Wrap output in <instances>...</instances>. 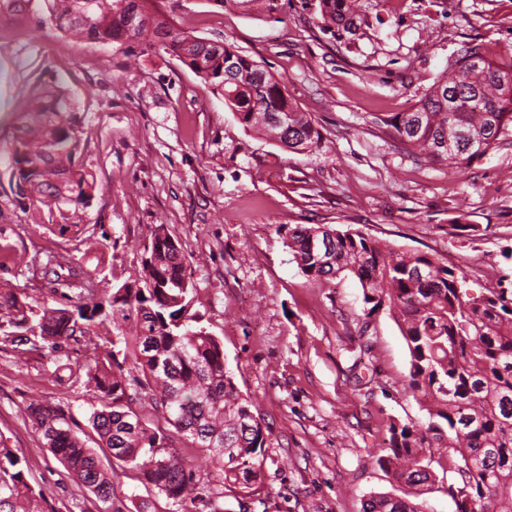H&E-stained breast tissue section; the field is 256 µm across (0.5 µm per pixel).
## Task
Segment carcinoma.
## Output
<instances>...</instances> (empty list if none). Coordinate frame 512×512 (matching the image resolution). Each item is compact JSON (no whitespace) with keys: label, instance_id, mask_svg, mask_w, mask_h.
Listing matches in <instances>:
<instances>
[{"label":"carcinoma","instance_id":"carcinoma-1","mask_svg":"<svg viewBox=\"0 0 512 512\" xmlns=\"http://www.w3.org/2000/svg\"><path fill=\"white\" fill-rule=\"evenodd\" d=\"M251 14L269 15L279 0H214ZM384 0H319L322 30L351 32L354 20ZM57 30H78L97 42L159 46L172 52L206 84L222 89L224 103L246 128L301 152L322 136L299 110L286 83L229 44L181 30L155 10L153 0H46ZM22 133L0 152V199L27 211L20 198L47 209L40 223L78 235L73 220L96 189V178L79 162L81 138L75 107L59 85H37L20 104ZM380 121L399 140L435 162L462 167L491 152L512 132V56L493 58L481 46L454 59L408 112ZM284 244L309 277L358 279L366 316L387 310L410 355L409 388L428 404V423L393 421L376 463L402 495H372L363 512H426L419 497L435 482L433 465L465 478L448 485L454 512H512V287L471 296L459 272L423 253L396 250L358 229L298 225ZM141 282L100 292L81 282V263L62 257L46 274L57 306L33 305L27 296L0 288V335L25 337L27 352L61 351L85 336L103 341L91 362L69 376L94 385L99 406L88 417L91 432L79 436L60 405L31 403L28 413L45 446L94 504L96 512H153L149 493L176 512H223L224 490L242 497L260 490L268 433L239 394L224 366V346L185 317L193 283L179 244L160 226L148 247ZM79 290V303L66 305ZM112 326L104 336L100 328ZM93 445H88V442ZM200 448L213 479L194 472L171 449ZM112 458L146 490L116 496ZM12 448L0 446V512H40Z\"/></svg>","mask_w":512,"mask_h":512}]
</instances>
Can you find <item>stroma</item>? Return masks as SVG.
I'll use <instances>...</instances> for the list:
<instances>
[{
	"label": "stroma",
	"instance_id": "35a3bbf8",
	"mask_svg": "<svg viewBox=\"0 0 512 512\" xmlns=\"http://www.w3.org/2000/svg\"><path fill=\"white\" fill-rule=\"evenodd\" d=\"M318 4L282 0L261 17L214 0H156L176 26L228 42L284 80L325 142L299 153L244 128L222 91L171 53L130 62L118 46L45 23L44 0L0 10V150L22 99L57 80L97 177L76 237L0 209V247L14 256L0 281L52 305L44 267L54 255L134 282L157 227L178 241L195 287L192 323L223 343L236 387L270 429L261 490L241 503L225 493L224 512H363L370 496L398 491L376 463L390 422L428 421L393 317L365 315L355 277L304 275L278 227H351L434 255L471 294L512 281V136L452 169L408 152L379 121L415 106L450 55L512 45V0H452L444 20L422 12L399 22L381 7L339 39L322 31ZM459 224L473 233L457 234ZM97 342L82 338L57 356L0 342V440L25 458L27 480L55 512L95 508L45 448L28 406L60 405L86 424L95 394L58 365L85 364Z\"/></svg>",
	"mask_w": 512,
	"mask_h": 512
}]
</instances>
